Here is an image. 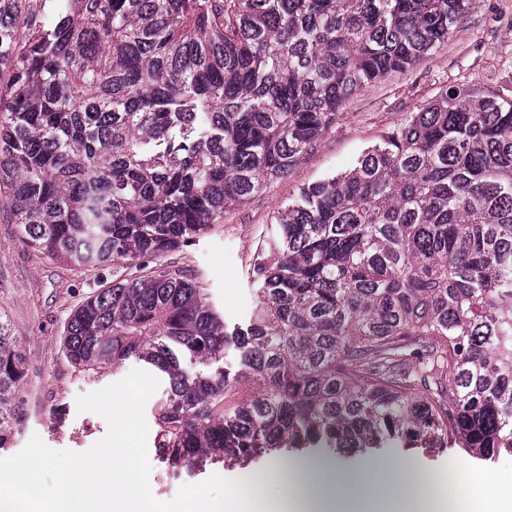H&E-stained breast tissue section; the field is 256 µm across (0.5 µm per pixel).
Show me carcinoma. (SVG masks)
Masks as SVG:
<instances>
[{"label": "carcinoma", "mask_w": 512, "mask_h": 512, "mask_svg": "<svg viewBox=\"0 0 512 512\" xmlns=\"http://www.w3.org/2000/svg\"><path fill=\"white\" fill-rule=\"evenodd\" d=\"M46 2L0 0V187L35 249L136 270L73 310L64 355L168 376L162 461L512 452L511 100L451 86L302 188L231 330L161 263L288 176L352 93L447 41L468 0H53L47 24ZM27 376L0 314V448Z\"/></svg>", "instance_id": "1"}]
</instances>
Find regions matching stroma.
I'll return each instance as SVG.
<instances>
[{"mask_svg":"<svg viewBox=\"0 0 512 512\" xmlns=\"http://www.w3.org/2000/svg\"><path fill=\"white\" fill-rule=\"evenodd\" d=\"M457 85L512 98V0H471L467 17L448 42L413 67L352 94L335 126L286 178L267 184L245 204L227 209L221 224L194 244L168 254V262L196 271L226 324L245 321L255 303L251 259L270 237L277 208L300 187L353 167L362 152L406 113ZM126 273L120 263L98 269L68 266L29 246L20 238L6 197L0 195V312L11 322L29 368L19 431L9 447L0 448V458L18 453L34 435L52 449L75 452L86 451L106 435V421L92 412H78L76 399L121 380L139 362L132 358L114 368L82 373L66 360L63 339L72 311ZM147 452L154 492L162 501L172 499L181 486L209 475L235 479L271 464L264 456L244 466L215 463L202 471H175L159 462L155 447ZM386 454L411 458L417 469L436 480L447 478L449 465L462 460L486 471L498 484H512V453L484 457L447 443L390 448Z\"/></svg>","mask_w":512,"mask_h":512,"instance_id":"stroma-1","label":"stroma"}]
</instances>
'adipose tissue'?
<instances>
[{"mask_svg":"<svg viewBox=\"0 0 512 512\" xmlns=\"http://www.w3.org/2000/svg\"><path fill=\"white\" fill-rule=\"evenodd\" d=\"M453 469L463 477L462 501L506 502V494L482 471L463 463L454 464ZM427 484V476L405 458L378 459L354 471L332 461L275 464L251 480L229 481L224 502L233 512L242 503L251 512H267L264 491L277 485L285 491L279 512H377L381 501L396 506L397 512H421Z\"/></svg>","mask_w":512,"mask_h":512,"instance_id":"ef3b65f1","label":"adipose tissue"}]
</instances>
